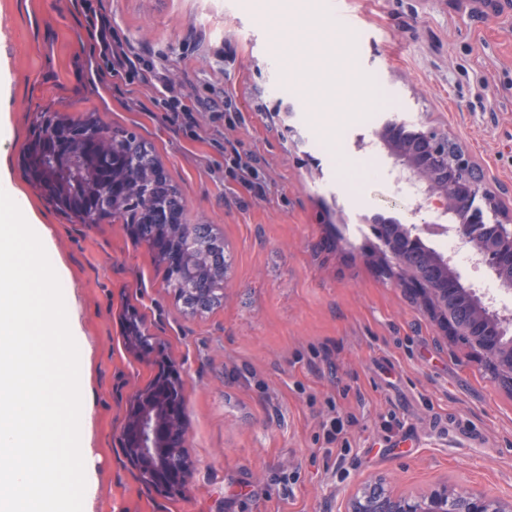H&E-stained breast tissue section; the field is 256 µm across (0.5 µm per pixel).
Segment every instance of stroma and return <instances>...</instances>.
Returning <instances> with one entry per match:
<instances>
[{
    "mask_svg": "<svg viewBox=\"0 0 512 512\" xmlns=\"http://www.w3.org/2000/svg\"><path fill=\"white\" fill-rule=\"evenodd\" d=\"M307 5L321 36L297 41L292 54L319 52L333 71L339 46L366 78L346 90L349 110L332 131L289 80L278 20L262 0H0V74L10 90L0 150L63 274L86 389L83 512H344L360 484L381 479L403 494L445 484L512 499V392L457 338L441 339L382 243L354 227L358 214L429 219L412 211L408 171L375 146L392 116L448 131L512 204V9L343 0L357 24L340 29L324 0ZM99 7L144 62H166L201 125L232 99L241 119L222 125L223 150L168 125L155 87L102 80L86 31ZM282 98L295 106L286 121L276 113ZM47 110L95 116L154 147L187 220L213 225L224 242L219 305L188 314L125 224H79L48 204L19 163ZM232 148L259 158L262 195L232 178L223 156ZM124 301L187 372L193 466L183 497L161 507L114 446V390L150 374L121 346Z\"/></svg>",
    "mask_w": 512,
    "mask_h": 512,
    "instance_id": "1",
    "label": "stroma"
}]
</instances>
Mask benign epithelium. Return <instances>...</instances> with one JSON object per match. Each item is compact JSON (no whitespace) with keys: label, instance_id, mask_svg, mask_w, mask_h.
Masks as SVG:
<instances>
[{"label":"benign epithelium","instance_id":"1","mask_svg":"<svg viewBox=\"0 0 512 512\" xmlns=\"http://www.w3.org/2000/svg\"><path fill=\"white\" fill-rule=\"evenodd\" d=\"M386 155L412 171L425 189L414 213L434 216L442 233L467 250L474 267L490 272L499 287L512 290V216L463 148L448 134L386 118L375 131ZM362 222L382 239L385 252L412 286L414 299L444 335L468 336L479 361L495 360L512 376V311L496 307L486 294L463 281L447 256L421 240L422 226L376 215ZM126 352L145 361L151 377L120 394L124 417L117 440L125 466L152 499L174 501L185 490L191 462L185 452L186 386L183 366L171 357L164 339L150 331L128 306L118 312ZM448 489L419 495L392 491L359 492L347 512H448ZM459 512H512V503L466 495Z\"/></svg>","mask_w":512,"mask_h":512}]
</instances>
